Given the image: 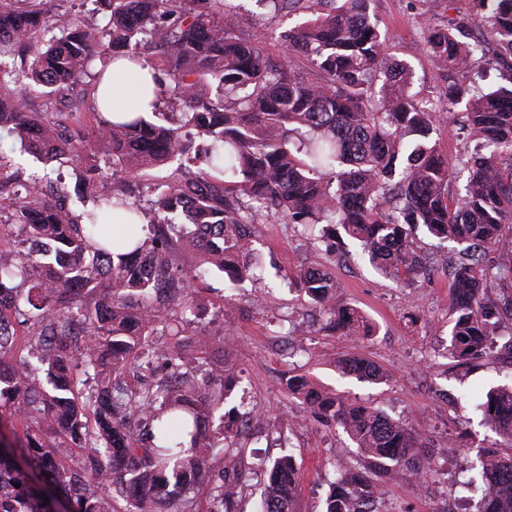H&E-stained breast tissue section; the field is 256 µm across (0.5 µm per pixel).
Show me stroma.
<instances>
[{
	"label": "stroma",
	"mask_w": 512,
	"mask_h": 512,
	"mask_svg": "<svg viewBox=\"0 0 512 512\" xmlns=\"http://www.w3.org/2000/svg\"><path fill=\"white\" fill-rule=\"evenodd\" d=\"M235 3L240 29L262 30L267 51L279 57V35L298 24V17L272 15L257 0ZM423 10L432 23L444 24L473 12L474 4L370 0L369 6L391 56L411 67L413 92L435 101L443 98L446 83L430 61L415 21ZM415 244L429 257L432 271L406 288L355 253L336 260L308 249L299 227L285 218L264 219L256 225L252 243L261 264L257 278L234 286L212 275L198 283L195 301L200 322L209 332L206 349L240 379L231 396L233 404L258 413L288 438L283 448L271 436H247L243 512H256L260 502L264 476L255 467L258 459L292 454L302 473L296 512H321L336 465L355 457L354 445L341 429L314 422L305 404L288 393L285 381L294 375L409 421L433 474L423 480L407 476L380 481L382 512H479L476 501L464 500L460 493L478 449L507 456L512 448L482 425L474 406L490 386L512 380V362L497 360L470 371L448 368L445 349L454 312L448 292V250L422 233ZM303 265H321L333 272L337 301L366 315L375 327L373 336L353 340L320 330L319 312L285 281ZM219 307L224 319L217 322L213 314ZM350 353L367 357L384 372V379L370 383L341 375L336 362Z\"/></svg>",
	"instance_id": "stroma-1"
}]
</instances>
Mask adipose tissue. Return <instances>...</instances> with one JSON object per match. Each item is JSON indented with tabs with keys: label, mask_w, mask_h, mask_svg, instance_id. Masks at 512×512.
<instances>
[{
	"label": "adipose tissue",
	"mask_w": 512,
	"mask_h": 512,
	"mask_svg": "<svg viewBox=\"0 0 512 512\" xmlns=\"http://www.w3.org/2000/svg\"><path fill=\"white\" fill-rule=\"evenodd\" d=\"M109 70L110 77L98 89L102 112L111 117L132 109L140 115L148 113L155 91L149 71L124 58L113 60Z\"/></svg>",
	"instance_id": "ef3b65f1"
}]
</instances>
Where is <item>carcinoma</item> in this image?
Masks as SVG:
<instances>
[{
    "mask_svg": "<svg viewBox=\"0 0 512 512\" xmlns=\"http://www.w3.org/2000/svg\"><path fill=\"white\" fill-rule=\"evenodd\" d=\"M91 2L109 12L104 25L0 0V35L10 36L0 57L30 49L22 70H0V130L74 179L69 193L0 159V229L25 244L0 248V398L16 404L9 418L23 454L71 512H117L119 499L124 512H195L188 493L205 482L209 512H238L250 414L224 409L237 380L204 356L203 341H186L208 335L187 314L196 281L256 275L250 237L261 216L288 218L311 247L331 253L353 239L397 282L429 270L417 230L455 243L448 358L479 361L497 336L508 337L502 348L512 355V89L485 92L467 80L485 68L512 73V0H473L475 13L443 26L418 13L448 83L445 103L411 93V69L387 53L370 0H261L275 14L311 15L281 33L283 64L265 53L260 31L241 32L232 0ZM119 54L154 70V112L166 107L169 125L114 122L94 107L98 119L82 138L61 137L53 94L64 92L80 122L86 85L97 81L92 63L105 68ZM22 78L48 89L37 111L16 91ZM440 112L463 135L452 163L433 139ZM109 171L112 191L102 192ZM462 173L465 195L453 201ZM72 193L79 212L66 203ZM185 247L201 254L199 265L180 263ZM287 279L318 307L324 331L371 332L360 310L336 301L327 269L302 267ZM340 368L383 378L362 357ZM286 388L314 420L343 429L360 456L331 483L323 512H369L375 478L430 470L406 422L303 375ZM477 409L512 446V382L490 387ZM69 448L84 453L69 458ZM213 455L223 464L215 474ZM259 467L260 512H293L301 481L293 458ZM474 470L465 488L483 493V512H512V456L481 454ZM103 481L107 497L95 491ZM0 512H53L13 450L0 451Z\"/></svg>",
    "mask_w": 512,
    "mask_h": 512,
    "instance_id": "1",
    "label": "carcinoma"
}]
</instances>
